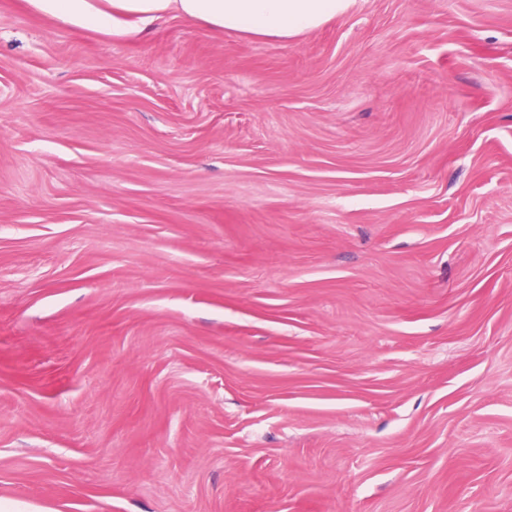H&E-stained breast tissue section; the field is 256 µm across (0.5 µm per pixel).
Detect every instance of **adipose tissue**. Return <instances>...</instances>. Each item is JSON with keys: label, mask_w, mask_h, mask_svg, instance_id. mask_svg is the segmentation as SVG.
<instances>
[{"label": "adipose tissue", "mask_w": 512, "mask_h": 512, "mask_svg": "<svg viewBox=\"0 0 512 512\" xmlns=\"http://www.w3.org/2000/svg\"><path fill=\"white\" fill-rule=\"evenodd\" d=\"M36 15L123 38L176 15L214 32L288 40L344 15L353 0H22Z\"/></svg>", "instance_id": "obj_1"}]
</instances>
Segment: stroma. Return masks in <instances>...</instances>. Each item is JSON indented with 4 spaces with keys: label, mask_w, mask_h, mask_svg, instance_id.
Listing matches in <instances>:
<instances>
[{
    "label": "stroma",
    "mask_w": 512,
    "mask_h": 512,
    "mask_svg": "<svg viewBox=\"0 0 512 512\" xmlns=\"http://www.w3.org/2000/svg\"><path fill=\"white\" fill-rule=\"evenodd\" d=\"M0 502L512 512V0H0ZM354 0H22L36 15L123 38L174 14L216 33L288 40L344 15Z\"/></svg>",
    "instance_id": "35a3bbf8"
}]
</instances>
